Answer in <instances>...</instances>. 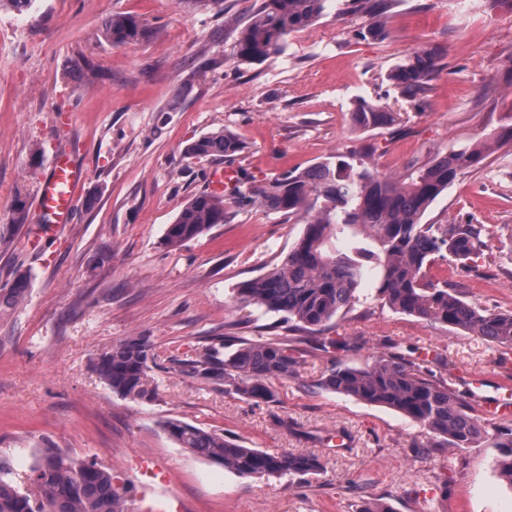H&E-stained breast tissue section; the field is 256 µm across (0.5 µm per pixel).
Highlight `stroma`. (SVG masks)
I'll list each match as a JSON object with an SVG mask.
<instances>
[{
	"mask_svg": "<svg viewBox=\"0 0 512 512\" xmlns=\"http://www.w3.org/2000/svg\"><path fill=\"white\" fill-rule=\"evenodd\" d=\"M223 11L190 0H32L0 8V288L31 272L25 300L0 313V460L24 475L56 448L92 460L127 488L132 507L163 512H512V486L493 467L491 442L439 447L423 426L386 407L323 390L329 355L297 338L281 315L237 298L240 283L276 264L304 223L235 205L225 223L172 249L168 224L207 191L211 159L185 147L227 130L243 149L232 159L240 188L291 168L355 152L393 177L436 155L503 135L487 159L463 170L430 206L427 224H480L481 256L437 261L435 280L489 312L512 311V0H386L388 36L361 38L363 12L330 0L325 16L291 34L262 63L230 55ZM144 20L148 36L121 48L104 35L115 15ZM435 48L429 90L402 96L387 78L419 47ZM93 62L95 76L76 77ZM366 100L400 113L399 125L362 133L351 114ZM71 152L84 183L70 224L40 228L38 189L55 154ZM367 270L361 300L333 319L344 363L363 367L387 352L428 350L437 381L482 417L467 389L497 375L512 347L393 311L375 300ZM145 336L159 358L148 402L112 393L94 370L100 354ZM284 336L299 360L276 382L278 400L256 403L182 372L189 350L225 337ZM169 418L246 447L322 456L302 480L243 478L178 447Z\"/></svg>",
	"mask_w": 512,
	"mask_h": 512,
	"instance_id": "35a3bbf8",
	"label": "stroma"
}]
</instances>
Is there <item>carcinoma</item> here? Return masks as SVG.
<instances>
[{
	"mask_svg": "<svg viewBox=\"0 0 512 512\" xmlns=\"http://www.w3.org/2000/svg\"><path fill=\"white\" fill-rule=\"evenodd\" d=\"M329 0H260L237 27L232 56L242 62L262 63L277 54L286 38L320 19ZM114 47L140 41L146 25L131 16H114L103 29ZM364 38L387 37L386 23L375 13L361 27ZM439 70L438 55L430 48L414 51L407 62L388 74L391 84L415 97L427 90ZM356 130L390 127L399 115L379 104L363 101L351 112ZM494 135L467 148L435 156L403 180L393 179L363 161L353 163L331 156L303 170H289L252 186L237 188L227 198L208 193L191 197L165 233L166 244L178 248L224 223L231 204L258 203L270 213L300 216L304 231L295 245L271 269L238 289L242 301L277 313L294 330L316 335L353 306L365 266L379 270L376 298L392 310L441 323L483 337L493 344L512 346V312L489 313L457 292L432 281L438 260L452 257L466 263L481 253L483 227L479 224H424L429 206L454 182L458 173L481 163ZM241 141L224 129L209 132L189 143L192 158L232 157ZM349 238L351 253L328 248L332 238ZM31 274L17 269L9 287L0 289V310L15 307L27 294ZM233 347L194 350L182 361L184 371L224 386V390L256 402L277 401L274 381L296 376V357L288 341L274 336L256 340H224ZM155 354L148 340L130 337L112 346L94 369L113 393L124 399H155L149 362ZM429 360L396 353L376 357L364 367L344 364L331 356L318 386L357 401L394 409L443 439L459 451L488 436L448 385L433 379ZM169 438L209 463L241 477L304 478L324 470L314 453H269L247 448L214 431L178 420L162 423ZM493 466L512 486V428L496 430ZM29 487L14 480L9 465L0 460V512H129L124 488L107 469L91 460H76L46 450L27 476Z\"/></svg>",
	"mask_w": 512,
	"mask_h": 512,
	"instance_id": "carcinoma-1",
	"label": "carcinoma"
}]
</instances>
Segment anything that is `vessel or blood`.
Listing matches in <instances>:
<instances>
[{"mask_svg": "<svg viewBox=\"0 0 512 512\" xmlns=\"http://www.w3.org/2000/svg\"><path fill=\"white\" fill-rule=\"evenodd\" d=\"M84 179L82 170L67 153L56 155L38 192V212L48 229L69 223ZM236 171L219 166L209 174V186L216 193L230 192L236 185Z\"/></svg>", "mask_w": 512, "mask_h": 512, "instance_id": "obj_1", "label": "vessel or blood"}]
</instances>
